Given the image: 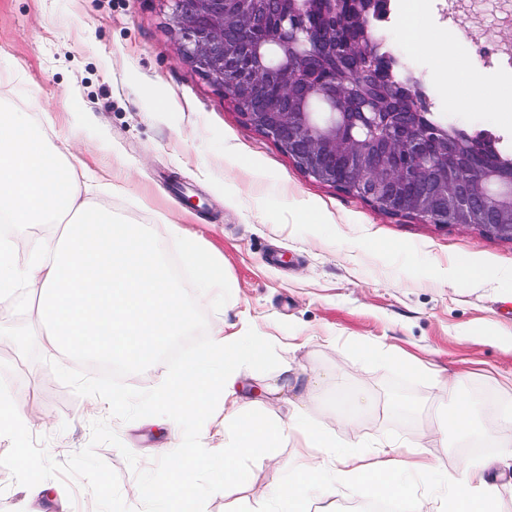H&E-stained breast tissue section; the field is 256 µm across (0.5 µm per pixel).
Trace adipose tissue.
<instances>
[{"mask_svg": "<svg viewBox=\"0 0 512 512\" xmlns=\"http://www.w3.org/2000/svg\"><path fill=\"white\" fill-rule=\"evenodd\" d=\"M402 27L416 47L433 51L444 80L450 84L449 104L462 109L480 107L501 121H512V83L489 85L474 74L449 70L448 61L456 55L455 42L441 39L422 23L418 13L405 15ZM259 358L252 342L225 335L223 326L218 325L209 348L183 369L162 378L150 393L153 406L166 415L171 426L185 417L207 418L216 398H223L225 481H245L242 459L268 455L284 440L297 437L305 452L288 463L292 479L266 493L267 501L280 506L283 512H311V492L316 488L326 497L344 491H376L384 500L408 502V512H429L427 505L433 501L438 502L440 512H495L498 464L462 462L448 477L446 498L434 499L427 488L413 493L407 476L423 481L434 470L426 450L409 451L400 443L386 441L367 451L355 440H337L334 433L306 412L308 403L317 398V389L311 382L296 376H278L268 391L273 395L289 393V409L285 414L269 416L239 388L243 365ZM434 381L451 395L452 401L439 412L436 425L422 432V440L451 433L462 438L477 435L494 442L503 436L512 437L511 407L501 410L483 427H476L473 406L454 396V380L438 374Z\"/></svg>", "mask_w": 512, "mask_h": 512, "instance_id": "ef3b65f1", "label": "adipose tissue"}]
</instances>
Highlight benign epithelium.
<instances>
[{"instance_id": "benign-epithelium-1", "label": "benign epithelium", "mask_w": 512, "mask_h": 512, "mask_svg": "<svg viewBox=\"0 0 512 512\" xmlns=\"http://www.w3.org/2000/svg\"><path fill=\"white\" fill-rule=\"evenodd\" d=\"M178 54L312 179L342 183L394 215L448 221L512 239V171L448 169L461 147L419 126L415 112H385L377 85L366 112L336 82L348 57L336 20L365 32L375 0H168Z\"/></svg>"}]
</instances>
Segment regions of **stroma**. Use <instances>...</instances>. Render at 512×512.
Listing matches in <instances>:
<instances>
[{
  "label": "stroma",
  "mask_w": 512,
  "mask_h": 512,
  "mask_svg": "<svg viewBox=\"0 0 512 512\" xmlns=\"http://www.w3.org/2000/svg\"><path fill=\"white\" fill-rule=\"evenodd\" d=\"M440 2L423 0L422 20L452 36L456 67L491 82L512 79V66L469 50L501 38L498 20L512 0H469L467 17L442 12ZM396 3L380 36L421 80L436 118L493 131L511 149L512 123L449 107L434 57L403 33L411 0ZM168 12L164 0H0V102L65 145L73 167L103 178L107 189L93 203L150 227L168 251L165 227L180 225L222 263L231 297L219 311L207 300L201 307L209 325L262 346L261 361L242 371L243 393L285 412L264 388L292 368L319 389L309 407L319 421L336 412L338 394L365 392L373 399L358 429L366 443L416 441L447 405L440 388L410 371L413 363L461 373L456 394L473 404L478 424L512 405V240L392 216L308 177L178 56ZM473 264L486 270L484 281L472 280ZM21 323L33 329L42 359L0 342V389L40 416L30 432L45 438L53 459L86 447L96 419L109 420L142 469L163 442L181 443V429L162 430L151 417L123 422L105 400L76 395L50 368L74 362L47 336L37 305L19 316L0 303L1 326ZM428 452L441 496L467 454L453 436ZM298 453L289 441L278 463L242 461L247 484L210 496L206 512H262L257 491L285 485L283 464ZM0 512H95V504L80 483L28 488L0 467Z\"/></svg>",
  "instance_id": "obj_1"
}]
</instances>
